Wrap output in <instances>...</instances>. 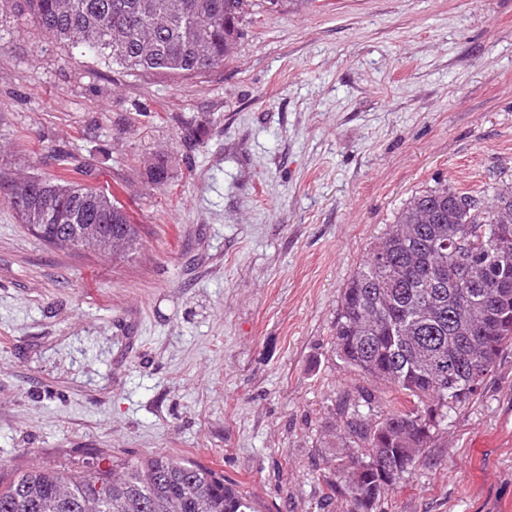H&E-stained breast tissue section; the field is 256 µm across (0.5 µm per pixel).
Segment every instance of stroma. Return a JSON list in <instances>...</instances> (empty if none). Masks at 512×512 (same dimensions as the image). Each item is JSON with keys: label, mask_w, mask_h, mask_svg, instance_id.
<instances>
[{"label": "stroma", "mask_w": 512, "mask_h": 512, "mask_svg": "<svg viewBox=\"0 0 512 512\" xmlns=\"http://www.w3.org/2000/svg\"><path fill=\"white\" fill-rule=\"evenodd\" d=\"M24 8L0 0V174L91 169L140 244L59 248L0 203V477L162 453L257 512H348L321 505L337 406L397 393L334 353L339 296L416 195L512 191V0H288L188 79ZM373 512H512V348Z\"/></svg>", "instance_id": "obj_1"}]
</instances>
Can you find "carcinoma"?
I'll use <instances>...</instances> for the list:
<instances>
[{
	"instance_id": "cac0c4a2",
	"label": "carcinoma",
	"mask_w": 512,
	"mask_h": 512,
	"mask_svg": "<svg viewBox=\"0 0 512 512\" xmlns=\"http://www.w3.org/2000/svg\"><path fill=\"white\" fill-rule=\"evenodd\" d=\"M29 20L59 42L125 68L197 76L224 65L256 11L286 0H25ZM148 178L169 182L157 161ZM0 199L50 243L72 224H92L85 246L122 256L139 234L112 198L71 177L0 179ZM333 350L346 367L436 407L403 403L364 416L341 408L342 435L358 449L339 459L322 499L349 498L350 512H372L389 487L423 456L442 409L476 394L512 346V192L491 205L442 184L412 199L342 289ZM409 460L390 480L397 460ZM0 512H256L251 497L212 468L155 454L113 463L84 460L77 470L31 468L0 482Z\"/></svg>"
}]
</instances>
